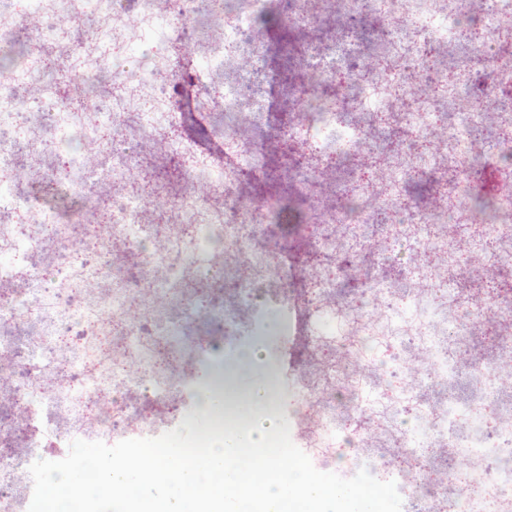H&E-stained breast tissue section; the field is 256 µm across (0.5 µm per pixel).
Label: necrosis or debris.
<instances>
[{
    "instance_id": "1",
    "label": "necrosis or debris",
    "mask_w": 512,
    "mask_h": 512,
    "mask_svg": "<svg viewBox=\"0 0 512 512\" xmlns=\"http://www.w3.org/2000/svg\"><path fill=\"white\" fill-rule=\"evenodd\" d=\"M136 2L0 0V512H27L30 466L73 440L159 436L224 382L275 367L295 328L281 206L243 203L237 186L288 144L277 176L313 202L297 266L312 321L278 424L295 423L320 471L394 481L402 512H512V224L499 220L512 191L489 220L441 183L422 205L403 192L409 176L468 170L473 123L512 128V107L480 98L456 125L435 119L431 57L476 29L471 61L492 59L495 89L512 86V0ZM271 13L303 33L300 78L261 144L240 128L267 117ZM373 40L389 66L370 67ZM188 83L201 111L230 115V165L184 139ZM339 98L359 120H337Z\"/></svg>"
}]
</instances>
